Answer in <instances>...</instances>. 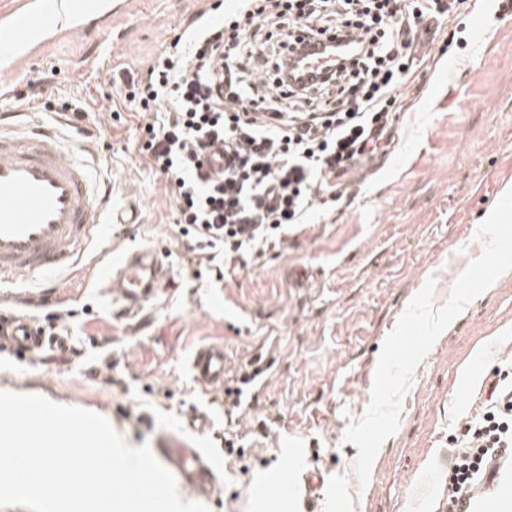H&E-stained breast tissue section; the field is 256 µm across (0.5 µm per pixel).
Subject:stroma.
Returning <instances> with one entry per match:
<instances>
[{"mask_svg": "<svg viewBox=\"0 0 512 512\" xmlns=\"http://www.w3.org/2000/svg\"><path fill=\"white\" fill-rule=\"evenodd\" d=\"M214 2L105 0L94 23L56 25L0 70V113L55 122L43 104L62 95L85 107L82 119L60 121L111 174L110 208L130 219L63 275L53 304H19L38 293L37 280L0 288V313L56 325L70 346L23 356L0 348V390L93 411L134 447H158L167 433L207 454L215 435L237 441L244 455L223 458L209 512H439L449 436L476 414L494 367L512 361V270L418 366L368 483L343 436L370 400L382 345L410 299L432 276L436 304L447 300L483 250L478 225L512 189V16L471 0L423 32L417 53L427 62L401 90L386 154L354 170L345 195L319 204L311 223L289 226L280 247L219 281L190 266L171 189L138 149L143 118L119 97L124 76L144 74ZM30 81L38 98L16 97ZM139 246L162 251L170 281L129 320L113 314L98 260ZM211 343L223 344L229 378L257 355L269 365L252 407L230 423L188 374L191 354ZM309 468L321 472L320 489L278 493Z\"/></svg>", "mask_w": 512, "mask_h": 512, "instance_id": "stroma-1", "label": "stroma"}]
</instances>
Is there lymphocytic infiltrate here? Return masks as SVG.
Listing matches in <instances>:
<instances>
[{
	"mask_svg": "<svg viewBox=\"0 0 512 512\" xmlns=\"http://www.w3.org/2000/svg\"><path fill=\"white\" fill-rule=\"evenodd\" d=\"M239 11L179 34L127 93L146 113L141 146L170 185L175 222L196 257L226 267L279 247L318 196L374 153L414 72L424 24L467 0H240ZM349 39L335 74L303 79L300 46ZM223 149L220 173L205 165ZM445 512L512 462V366L496 368L486 405L452 438Z\"/></svg>",
	"mask_w": 512,
	"mask_h": 512,
	"instance_id": "f902f5d3",
	"label": "lymphocytic infiltrate"
}]
</instances>
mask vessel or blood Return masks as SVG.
I'll return each instance as SVG.
<instances>
[{
	"label": "vessel or blood",
	"instance_id": "1",
	"mask_svg": "<svg viewBox=\"0 0 512 512\" xmlns=\"http://www.w3.org/2000/svg\"><path fill=\"white\" fill-rule=\"evenodd\" d=\"M15 21L14 39L0 43L1 63L14 62L32 32L51 27L41 11L17 14ZM110 192L96 164L74 151L59 131L34 119L19 126L0 124V283L55 278L101 243L109 227L105 208ZM100 280L115 289L120 315L130 318L168 285L170 277L158 250L141 248L109 259ZM0 338L19 353L67 347L65 336L26 317L0 319ZM189 371L203 390H223V345L199 347ZM158 458L195 496L216 492L218 462L180 436L164 435Z\"/></svg>",
	"mask_w": 512,
	"mask_h": 512
}]
</instances>
